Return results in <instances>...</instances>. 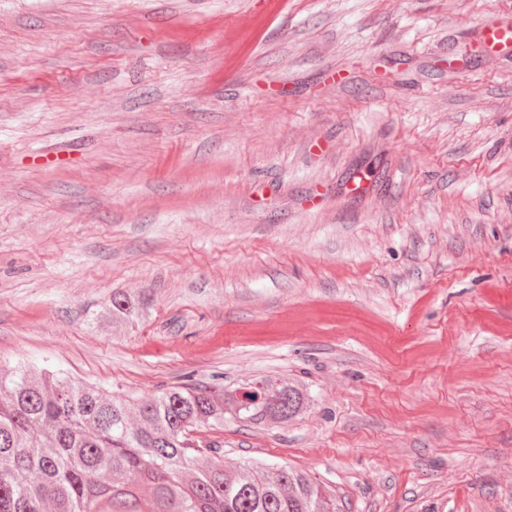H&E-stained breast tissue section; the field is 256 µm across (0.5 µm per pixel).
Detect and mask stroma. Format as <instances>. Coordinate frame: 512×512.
<instances>
[{"mask_svg":"<svg viewBox=\"0 0 512 512\" xmlns=\"http://www.w3.org/2000/svg\"><path fill=\"white\" fill-rule=\"evenodd\" d=\"M512 0H0V370L276 375L224 462L512 512ZM146 297L109 331L113 290ZM480 38L488 46L510 47L512 44L511 21H497L485 26L480 32Z\"/></svg>","mask_w":512,"mask_h":512,"instance_id":"1","label":"stroma"}]
</instances>
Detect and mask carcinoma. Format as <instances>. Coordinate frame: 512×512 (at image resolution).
Returning <instances> with one entry per match:
<instances>
[{
  "label": "carcinoma",
  "mask_w": 512,
  "mask_h": 512,
  "mask_svg": "<svg viewBox=\"0 0 512 512\" xmlns=\"http://www.w3.org/2000/svg\"><path fill=\"white\" fill-rule=\"evenodd\" d=\"M146 301L115 292L99 326L130 323ZM0 372V512H339L336 495L285 465L224 466L207 434L302 417L312 399L275 376L207 390L121 397L60 372Z\"/></svg>",
  "instance_id": "obj_1"
}]
</instances>
